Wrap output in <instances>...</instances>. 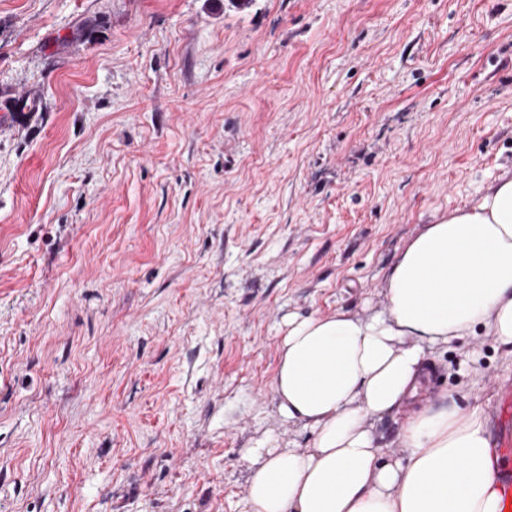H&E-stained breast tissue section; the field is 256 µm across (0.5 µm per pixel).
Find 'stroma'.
I'll list each match as a JSON object with an SVG mask.
<instances>
[{"label": "stroma", "instance_id": "1", "mask_svg": "<svg viewBox=\"0 0 512 512\" xmlns=\"http://www.w3.org/2000/svg\"><path fill=\"white\" fill-rule=\"evenodd\" d=\"M505 176L512 0H0V512H243L287 318Z\"/></svg>", "mask_w": 512, "mask_h": 512}]
</instances>
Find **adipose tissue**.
<instances>
[{
	"mask_svg": "<svg viewBox=\"0 0 512 512\" xmlns=\"http://www.w3.org/2000/svg\"><path fill=\"white\" fill-rule=\"evenodd\" d=\"M379 312L292 317L273 380L310 447L248 449L246 512H500L482 408L421 404L426 348L484 334L512 353V178L409 239ZM398 417L386 455L372 418Z\"/></svg>",
	"mask_w": 512,
	"mask_h": 512,
	"instance_id": "adipose-tissue-1",
	"label": "adipose tissue"
}]
</instances>
